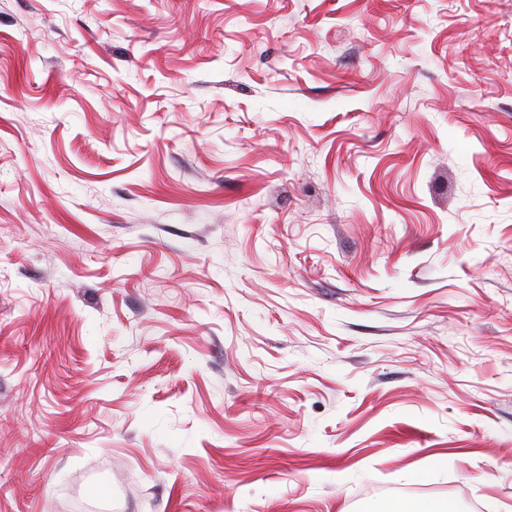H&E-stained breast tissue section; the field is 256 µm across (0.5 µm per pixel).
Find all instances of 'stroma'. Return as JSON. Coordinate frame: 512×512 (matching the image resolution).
<instances>
[{
    "mask_svg": "<svg viewBox=\"0 0 512 512\" xmlns=\"http://www.w3.org/2000/svg\"><path fill=\"white\" fill-rule=\"evenodd\" d=\"M512 512V0H0V512ZM381 512H454L450 501L434 500L428 503H415L412 501L388 502Z\"/></svg>",
    "mask_w": 512,
    "mask_h": 512,
    "instance_id": "35a3bbf8",
    "label": "stroma"
}]
</instances>
